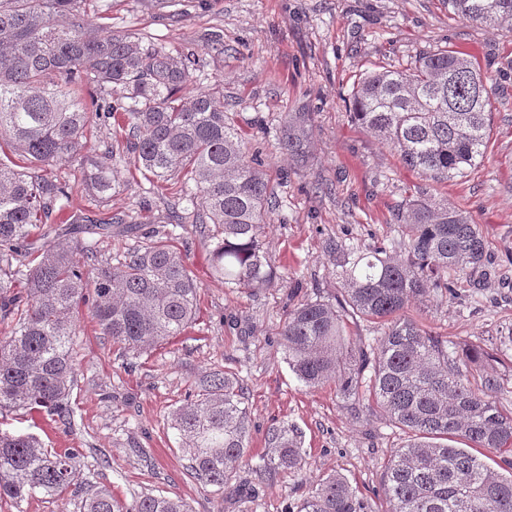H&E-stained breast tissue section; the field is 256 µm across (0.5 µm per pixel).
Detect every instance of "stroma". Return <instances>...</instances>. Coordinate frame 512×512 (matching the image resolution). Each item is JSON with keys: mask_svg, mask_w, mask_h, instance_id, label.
Segmentation results:
<instances>
[{"mask_svg": "<svg viewBox=\"0 0 512 512\" xmlns=\"http://www.w3.org/2000/svg\"><path fill=\"white\" fill-rule=\"evenodd\" d=\"M89 23L132 29L172 53H192L193 85L224 90V107L265 159L279 206L264 239L276 273L266 288L236 289L217 280L213 239L191 224L180 182L159 181L126 156L114 157L118 185L102 205L76 185L79 163L57 169L72 184L71 210L127 215L135 234L94 239L97 259L118 262L147 244L153 231L171 234L199 288L198 315L184 335L133 354L102 336L79 306L75 338L73 412L63 424L49 413H7L9 429L35 434L56 452L77 449L80 491L59 499L36 495L0 512H80L82 497L108 488L124 504L144 493L178 497L192 512H295L322 475L343 474L377 512L385 466L404 437L379 413L353 418L335 386L305 388L283 359L279 329L290 308L340 293L336 265L326 251L343 236L368 248L398 238L395 216L409 200L430 198L465 211L484 236L487 262L456 276L452 295L431 297L410 314L451 346L484 348L485 366L504 379L495 401L512 409V29L458 20L446 0H88ZM460 52L492 90L494 114L482 162L447 181L420 177L398 154L350 115L352 93L374 70H412L420 57ZM313 114L311 160L296 167L279 145L285 113ZM180 224H164L170 211ZM220 369L243 383L251 410L249 451L233 487L215 491L191 478L171 429L194 380ZM304 435L307 468L259 481L264 433L274 422ZM253 490L239 500L236 488Z\"/></svg>", "mask_w": 512, "mask_h": 512, "instance_id": "obj_1", "label": "stroma"}]
</instances>
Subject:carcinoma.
Instances as JSON below:
<instances>
[{"label": "carcinoma", "mask_w": 512, "mask_h": 512, "mask_svg": "<svg viewBox=\"0 0 512 512\" xmlns=\"http://www.w3.org/2000/svg\"><path fill=\"white\" fill-rule=\"evenodd\" d=\"M460 19L512 25V0H448ZM85 0H0V414L46 411L71 419L72 356L78 301L101 334L141 353L181 336L196 320L198 288L181 252L160 237L124 259L92 267L82 239L112 236L122 216L95 219L66 211L72 187L38 174L79 154L87 131L114 123L126 132L104 161L82 165L81 185L99 203L116 192L110 155L120 151L157 178L190 188L193 223L212 224L214 274L226 288H260L274 278L263 237L276 197L259 151H248L224 112V94L191 92L192 57L171 56L130 30L83 24ZM86 88L89 101L70 96ZM491 98L472 62L442 50L415 70H380L356 88L352 116L396 151L404 166L447 180L485 156ZM312 113H286L279 141L292 162L309 161ZM396 221L402 237L364 252L336 240L342 300H306L288 310L280 336L284 359L309 389L327 383L359 417L377 411L407 436L381 481L389 512H512L511 471L482 450L512 453V412L493 400L501 378L482 368L483 352L449 349L409 309L455 291L452 274L486 262L478 225L463 211L427 199L408 202ZM42 225L40 240H30ZM385 329L370 347L346 338L347 320ZM368 404H363V401ZM188 474L222 491L246 456L251 415L238 378L213 370L194 381L193 398L171 413ZM260 476L304 469L302 433L284 421L264 433ZM75 449L50 453L31 434L0 428V501L40 493L58 498L76 487ZM80 512H190L180 498L146 494L130 507L99 489ZM296 512H373L339 473L318 479Z\"/></svg>", "instance_id": "carcinoma-1"}]
</instances>
